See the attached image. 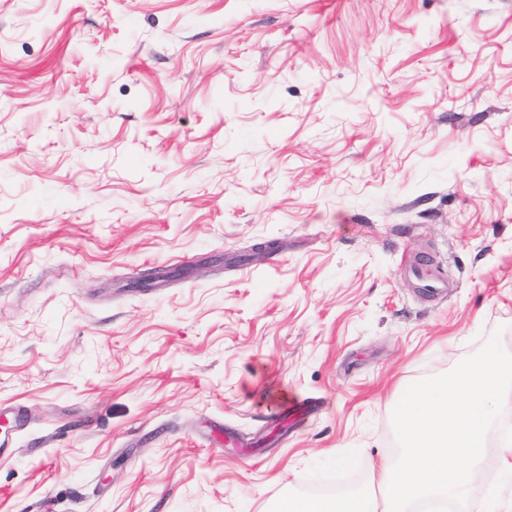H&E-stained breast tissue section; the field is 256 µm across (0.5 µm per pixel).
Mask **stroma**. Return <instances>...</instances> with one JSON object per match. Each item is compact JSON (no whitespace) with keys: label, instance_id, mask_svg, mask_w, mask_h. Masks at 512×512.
Here are the masks:
<instances>
[{"label":"stroma","instance_id":"stroma-1","mask_svg":"<svg viewBox=\"0 0 512 512\" xmlns=\"http://www.w3.org/2000/svg\"><path fill=\"white\" fill-rule=\"evenodd\" d=\"M495 335L512 0H0V512L368 484L409 385ZM498 441L472 512L512 504ZM19 412V409H10L9 411L0 409V458L3 455H7L11 451L10 448L13 447L11 434L19 419ZM1 432H3V437H1Z\"/></svg>","mask_w":512,"mask_h":512}]
</instances>
